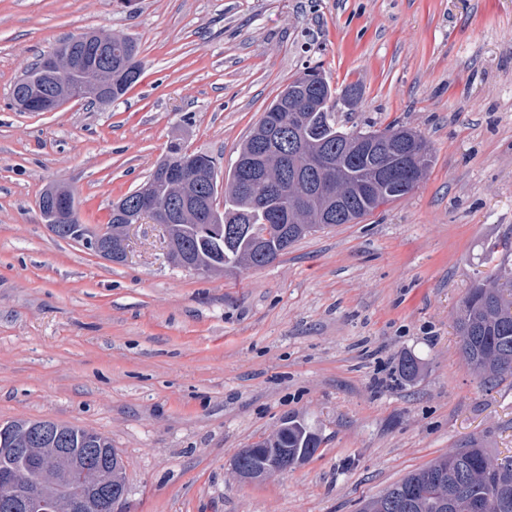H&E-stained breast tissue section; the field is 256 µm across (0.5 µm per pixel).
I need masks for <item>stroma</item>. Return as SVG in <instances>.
<instances>
[{
    "label": "stroma",
    "instance_id": "1",
    "mask_svg": "<svg viewBox=\"0 0 512 512\" xmlns=\"http://www.w3.org/2000/svg\"><path fill=\"white\" fill-rule=\"evenodd\" d=\"M135 38L120 99L22 112L14 83L87 32ZM358 89V130L421 133L433 162L405 197L271 264L193 274L161 225L120 264L56 237L64 185L92 232L171 144L227 177L239 144L307 67ZM512 273V0H0V422L107 436L129 512H361L408 473L484 440L512 455V384L486 390L454 318ZM421 363L398 380L400 361ZM297 416L316 453L240 481L244 448ZM45 193V194H44ZM39 201V208L42 218L48 224L51 232L58 238L76 241L72 235L82 226L79 216L76 217L72 225H68L67 232L62 231L60 227L52 224H70V220L76 213L75 199L71 192L62 190L44 191Z\"/></svg>",
    "mask_w": 512,
    "mask_h": 512
}]
</instances>
